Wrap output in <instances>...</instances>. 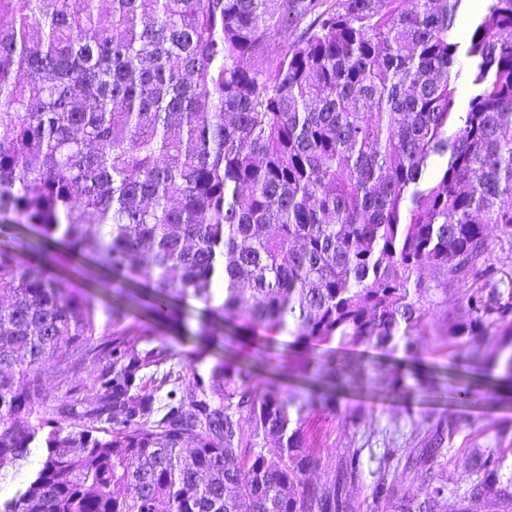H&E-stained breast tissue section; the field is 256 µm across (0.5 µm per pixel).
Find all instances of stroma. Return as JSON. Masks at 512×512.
Here are the masks:
<instances>
[{"instance_id":"stroma-1","label":"stroma","mask_w":512,"mask_h":512,"mask_svg":"<svg viewBox=\"0 0 512 512\" xmlns=\"http://www.w3.org/2000/svg\"><path fill=\"white\" fill-rule=\"evenodd\" d=\"M8 247L35 258L46 252L54 256L56 270L68 276L83 289L94 292L98 298L100 330L112 329L108 315L112 307H124L128 324L145 339L168 348L170 357L161 372L188 376L190 370L208 374L219 360L232 359L244 368L253 370L259 379L273 378L285 384L297 385L290 369L308 351L293 344L288 335L277 336L265 343H254L250 336L217 326L215 341L194 336L193 331L201 320L198 307L177 305L173 319L155 320L149 307V299L139 287L120 292L110 287L102 272L91 265L76 261L67 251L44 242L21 224L12 225L0 233V248ZM417 366L432 373L437 384L442 385L440 394H420L412 403L381 390L368 394L347 393L336 402L333 431L326 441L333 455H342L346 449L362 451L363 475L350 490L357 512H386L384 504L372 496L373 483L379 469V458L387 448H420L427 441L432 424L453 421L457 431L447 450L441 451L431 461L432 474L448 483L447 512H458L461 489L455 480L462 469L468 448H509L508 464L512 465V440H500V428H512V395L496 394L494 380L484 368H476L467 379L476 391L471 403H459L453 393L458 376L451 366L450 351L430 347L418 354ZM99 371L98 365L88 361L76 362L68 377L50 373L43 378V387L49 395L57 396L72 392L82 400L93 399L91 380Z\"/></svg>"}]
</instances>
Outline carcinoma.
<instances>
[{
    "instance_id": "1",
    "label": "carcinoma",
    "mask_w": 512,
    "mask_h": 512,
    "mask_svg": "<svg viewBox=\"0 0 512 512\" xmlns=\"http://www.w3.org/2000/svg\"><path fill=\"white\" fill-rule=\"evenodd\" d=\"M463 2L0 0V221L142 286L162 320L195 303L256 342L324 347L293 371L338 390L381 376L411 399L434 386L413 367L422 348L447 342L467 371L490 328L512 382V281L490 236H512V0H486L472 30L464 108ZM290 13L313 20L270 58ZM51 260L0 250V484L44 454L0 512H356L362 449L324 448L323 394L220 362L162 395L171 374L150 369L166 351L121 307L95 339V297ZM450 287L459 315L433 337L427 296ZM346 350L402 357L383 369ZM80 358L105 363L94 398H50L43 376ZM454 433L438 422L429 447L385 449L373 497L445 512L429 462ZM401 457L421 501L394 500ZM505 461L468 449L460 512H512Z\"/></svg>"
}]
</instances>
